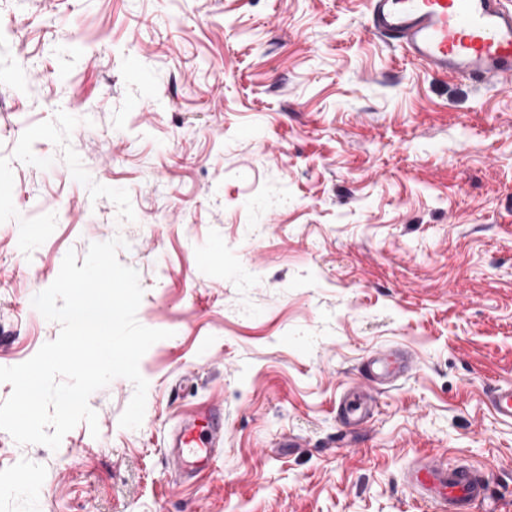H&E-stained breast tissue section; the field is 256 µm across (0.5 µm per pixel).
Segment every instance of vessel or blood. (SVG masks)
I'll list each match as a JSON object with an SVG mask.
<instances>
[{"label":"vessel or blood","instance_id":"b4317fda","mask_svg":"<svg viewBox=\"0 0 512 512\" xmlns=\"http://www.w3.org/2000/svg\"><path fill=\"white\" fill-rule=\"evenodd\" d=\"M367 29L436 74L480 85L512 84V0H369ZM415 366L410 351L395 348L369 358L361 375L371 390L394 385ZM489 400L498 416L512 421V384L491 389ZM223 443L224 413L212 409L174 429L167 448L177 467L203 470ZM404 482L437 512H469L487 490L471 467H449L438 455L409 469Z\"/></svg>","mask_w":512,"mask_h":512}]
</instances>
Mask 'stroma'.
<instances>
[{
	"mask_svg": "<svg viewBox=\"0 0 512 512\" xmlns=\"http://www.w3.org/2000/svg\"><path fill=\"white\" fill-rule=\"evenodd\" d=\"M0 175V366L58 337L31 300L66 253L117 236L172 333L139 428L117 378L58 449L0 430V512H433L403 481L427 454L512 512V89L408 62L366 0H0ZM396 347L416 368L344 425ZM214 406L183 474L168 432ZM489 400L498 416L512 421V384L499 385L491 389ZM224 443V411L211 409L201 417L177 427L166 445L174 464L179 468L196 465L206 469L215 448Z\"/></svg>",
	"mask_w": 512,
	"mask_h": 512,
	"instance_id": "35a3bbf8",
	"label": "stroma"
}]
</instances>
